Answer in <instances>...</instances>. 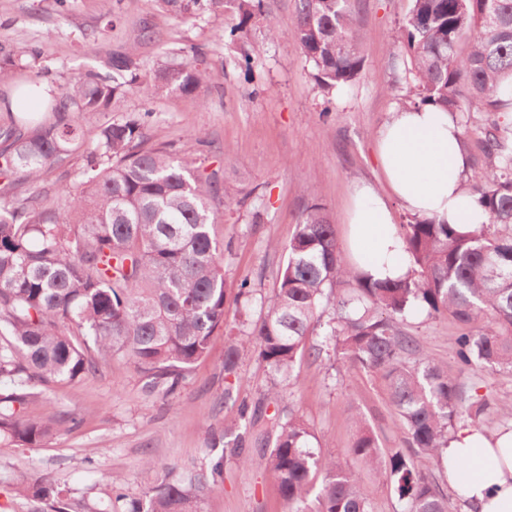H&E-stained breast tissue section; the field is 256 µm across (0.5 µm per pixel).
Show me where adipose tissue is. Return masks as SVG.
Returning a JSON list of instances; mask_svg holds the SVG:
<instances>
[{
    "label": "adipose tissue",
    "instance_id": "adipose-tissue-1",
    "mask_svg": "<svg viewBox=\"0 0 512 512\" xmlns=\"http://www.w3.org/2000/svg\"><path fill=\"white\" fill-rule=\"evenodd\" d=\"M460 137L450 112L431 105L397 110L383 124L376 155L390 192L365 183L354 191L345 250L352 270L370 280L397 279L409 270L388 197L439 224L485 222L463 187L469 158ZM444 456L449 485L477 512H512V431L458 427Z\"/></svg>",
    "mask_w": 512,
    "mask_h": 512
}]
</instances>
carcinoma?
Instances as JSON below:
<instances>
[{
	"mask_svg": "<svg viewBox=\"0 0 512 512\" xmlns=\"http://www.w3.org/2000/svg\"><path fill=\"white\" fill-rule=\"evenodd\" d=\"M184 19L234 10L224 29L236 43L262 23L272 41L291 40L313 65L326 93L352 83L363 69L355 0H296L292 24H272L264 0H156ZM412 81L403 107L436 104L451 113L481 112L478 153L469 157L468 189L487 220L463 231L412 215L398 225L410 266L398 279L371 281L354 274L321 204L295 224L288 258L264 316L244 336H230L224 373L237 376L241 350L251 348L273 376L270 393L295 384L298 358L325 355L382 379L401 426V448L380 447L375 433L349 414L355 463L391 486L400 512H448V496L432 480L442 451L460 425L480 427L493 411L512 424V403L497 405L468 393L466 370L512 371V0H412L397 28ZM28 46L0 47V71L36 58ZM107 71H89L45 101L51 118L0 114V435L35 448L53 434L49 422L27 414L40 388L56 379L78 381L98 360L125 357L145 388L174 393L192 366L208 355L224 326L225 305L249 298L246 279L224 278V244L211 226L236 204L235 191L207 173L193 134L178 152L146 146L150 112L87 133L77 117L109 108L121 93L151 97L198 95L213 79L205 58L164 62L143 82L137 55H110ZM78 156L83 188H57L51 207L37 193L20 197L53 167ZM421 310L451 318L458 371L436 363L405 330ZM328 321H322L326 312ZM224 421L222 446L246 469L248 434L269 450L267 468L287 512H372L357 471L320 450L315 431L297 410L283 406L271 432L253 433L262 407L237 402ZM224 455L183 476L168 473L139 498L112 478L110 507L76 501L46 476L20 481L15 493L32 512H202L204 498L223 481Z\"/></svg>",
	"mask_w": 512,
	"mask_h": 512,
	"instance_id": "cac0c4a2",
	"label": "carcinoma"
}]
</instances>
